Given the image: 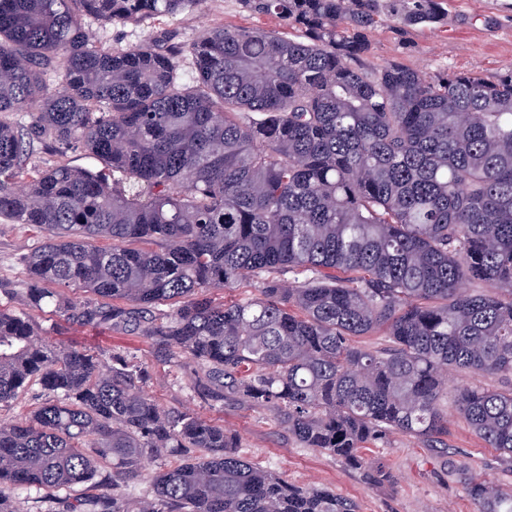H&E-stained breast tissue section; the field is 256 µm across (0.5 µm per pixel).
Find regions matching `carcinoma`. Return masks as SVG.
Listing matches in <instances>:
<instances>
[{"mask_svg": "<svg viewBox=\"0 0 512 512\" xmlns=\"http://www.w3.org/2000/svg\"><path fill=\"white\" fill-rule=\"evenodd\" d=\"M189 2L0 0V215L47 232L26 306L136 333L193 365L204 399L268 410L356 468L395 434L442 443L448 372L491 376L502 385L455 390L456 413L512 461V67L490 81L357 65L381 17L432 26L444 0H240L300 35L220 24L117 51L84 28ZM36 144L81 148L112 178L31 170ZM253 281L252 297L211 296ZM377 333L386 346L356 345ZM147 378L136 356L52 349L28 313L0 310V404L48 395L0 423V512L19 489L36 512H359L160 409ZM88 482L76 505L59 496ZM472 491L482 512H512V493ZM45 399L40 389H34L22 394L17 400L8 404H0V422L9 423L15 419L23 418L35 410Z\"/></svg>", "mask_w": 512, "mask_h": 512, "instance_id": "cac0c4a2", "label": "carcinoma"}]
</instances>
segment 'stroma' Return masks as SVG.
I'll return each instance as SVG.
<instances>
[{"label": "stroma", "mask_w": 512, "mask_h": 512, "mask_svg": "<svg viewBox=\"0 0 512 512\" xmlns=\"http://www.w3.org/2000/svg\"><path fill=\"white\" fill-rule=\"evenodd\" d=\"M282 29L276 18L245 11L240 0H200L174 18H147L137 23L88 20L92 40L111 48H127L168 32L189 43L211 25ZM370 51L362 64L379 69L403 63L432 74L443 70L477 72L494 78L512 66V0H447L441 23L432 27H400L380 20L367 34ZM45 237L28 224L0 217V308L19 311L29 283L24 257ZM47 344L74 342L92 350H129L148 364L147 394L161 407L189 409L239 434L243 454L263 469L299 486H320L354 500L359 512H481L471 492L475 481L489 480L512 490V464L486 447L456 413L448 415L444 446L431 448L405 436H392L364 452L367 463H383L391 482L373 483L362 468L340 458L302 447L261 409L234 402L214 404L194 391L190 368L161 360L150 341L101 326L70 324L49 312L32 311Z\"/></svg>", "instance_id": "1"}]
</instances>
